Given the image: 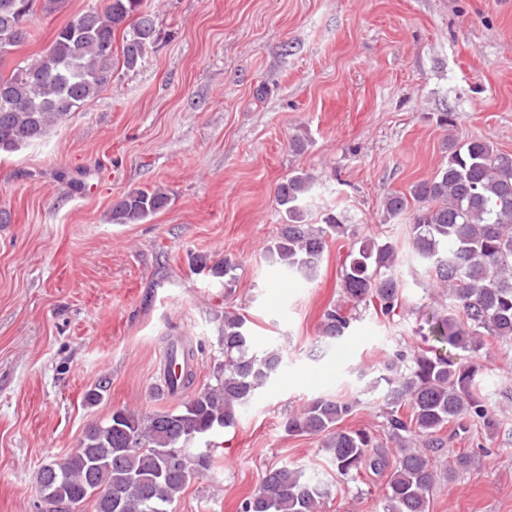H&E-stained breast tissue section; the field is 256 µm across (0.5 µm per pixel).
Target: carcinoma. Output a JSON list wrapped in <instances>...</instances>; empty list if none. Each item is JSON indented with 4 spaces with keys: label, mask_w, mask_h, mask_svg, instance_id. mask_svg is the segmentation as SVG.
I'll list each match as a JSON object with an SVG mask.
<instances>
[{
    "label": "carcinoma",
    "mask_w": 512,
    "mask_h": 512,
    "mask_svg": "<svg viewBox=\"0 0 512 512\" xmlns=\"http://www.w3.org/2000/svg\"><path fill=\"white\" fill-rule=\"evenodd\" d=\"M59 0H0V65L27 38L26 23L37 11L51 13ZM134 24H129V21ZM131 27L122 45V66L135 69L158 34L143 0H108L100 12L75 15L58 29L52 44L34 61L0 72V154L40 140L54 124L79 110L106 82L112 67L116 32ZM314 178L295 173L277 191L288 223L266 248L271 262L288 275L314 279L328 242L356 235L355 225L334 214L321 224L305 223L306 199ZM169 205L159 189H136L112 204L114 224H136ZM412 212L411 247L426 266L420 283L430 294L439 288L448 296V314L426 320L436 345L411 355L399 352L384 363L381 380L388 385L385 418L391 451L380 449L374 435L361 428H342L353 412L349 401L316 397L288 415V436L322 435L336 473L345 479L370 470L385 476L383 512H428L437 488V467L429 449L444 448L434 435L452 424L470 421L493 438L499 419L480 395L482 365L453 360L451 350L477 354L487 339L512 342V154L489 140L450 144L448 160L436 175L393 193L384 203L386 221ZM396 246L375 237L355 241L342 269L341 303L322 315L321 333L342 339L357 320L355 311L374 309L395 315L402 296L392 274ZM211 276L229 275L235 264L199 259ZM221 342L224 360L215 366L212 382L196 390L182 408L141 416L116 409L104 423L86 431L80 448L44 464L38 473L41 512H59L56 504L94 502L95 512H172L179 494L213 466L210 450L191 451L189 444L219 429L233 427L255 392L276 374L282 348L259 356L251 352L247 319L224 311ZM171 387L193 384L188 362L192 347L166 339ZM179 450L196 460L195 472L168 466ZM91 489L102 495L86 496ZM329 491L320 480L289 465L269 468L259 486L239 503L238 512H320Z\"/></svg>",
    "instance_id": "cac0c4a2"
}]
</instances>
